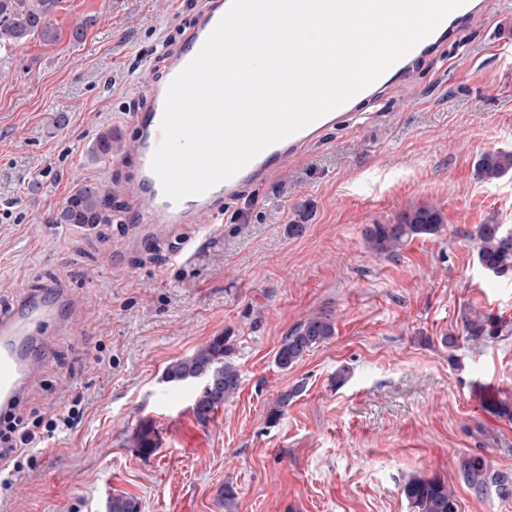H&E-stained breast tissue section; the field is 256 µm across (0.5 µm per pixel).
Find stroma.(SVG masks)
<instances>
[{
  "mask_svg": "<svg viewBox=\"0 0 512 512\" xmlns=\"http://www.w3.org/2000/svg\"><path fill=\"white\" fill-rule=\"evenodd\" d=\"M197 13L193 0H59L55 43L0 51V309L47 283L83 303L21 410L53 416L78 395L85 408L25 460L0 512H107L122 493L140 512H224L227 484L234 512H414V476L444 482L458 512H512V279L477 257L479 225L512 226V170L476 171L482 154L512 150V0H484L367 105L368 122L337 126L227 205L214 235L178 225L137 246L115 222L134 216L132 158L92 147L110 127L130 135L163 40ZM89 180L111 195L112 223H50ZM423 205L441 210V234L407 241L396 262L369 251L367 225ZM321 312L335 336L280 369L282 338ZM479 316L499 318L501 335L467 341ZM217 336L240 386L202 423L201 383L164 373ZM100 351L111 366L91 367ZM144 421L158 443L147 458L132 439ZM477 459L503 487L471 484Z\"/></svg>",
  "mask_w": 512,
  "mask_h": 512,
  "instance_id": "obj_1",
  "label": "stroma"
}]
</instances>
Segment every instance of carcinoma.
Returning a JSON list of instances; mask_svg holds the SVG:
<instances>
[{
	"instance_id": "cac0c4a2",
	"label": "carcinoma",
	"mask_w": 512,
	"mask_h": 512,
	"mask_svg": "<svg viewBox=\"0 0 512 512\" xmlns=\"http://www.w3.org/2000/svg\"><path fill=\"white\" fill-rule=\"evenodd\" d=\"M59 0H0V49L36 37L52 44L58 32L51 23V14ZM121 151L119 135L111 129L102 131L94 143L93 153L110 158ZM512 169V151H492L483 154L477 164V175L487 181L497 179ZM112 197L93 184L76 188L51 218L53 224H78L96 228L111 221ZM443 219L434 207L421 206L400 217L396 224H371L364 230L368 249L388 260L400 258L404 244L416 237H432L442 233ZM477 235L480 241L479 264L497 278L512 277V227L505 224H481ZM465 339L479 342L502 331L495 320L485 317L469 319L464 323ZM335 335L329 315L320 313L307 317L282 339L276 354V364L286 370L304 355ZM232 349L226 338L218 336L192 355L171 363L165 380L170 383L188 382L198 377L205 379L193 413L205 423L215 410L228 402L238 391L239 372L231 361ZM299 393V389L285 390L278 395L268 412L271 420L278 419L283 409ZM152 425L143 423L136 428L133 439L140 453L154 454L157 442ZM403 493L414 512H457L455 496L443 482L436 479L412 477L403 487ZM109 512H139L136 498L119 494L112 496Z\"/></svg>"
}]
</instances>
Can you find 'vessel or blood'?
<instances>
[{"label":"vessel or blood","instance_id":"b4317fda","mask_svg":"<svg viewBox=\"0 0 512 512\" xmlns=\"http://www.w3.org/2000/svg\"><path fill=\"white\" fill-rule=\"evenodd\" d=\"M232 0H207L203 12L185 34L180 48L167 59L163 76L149 84L151 105L137 113L135 133L125 142L134 153L136 170L129 183L135 203L136 238L154 239L159 227L173 224H214L227 204L243 198L247 188L266 183L288 161L320 143L342 123L358 118L363 105L379 98L395 81L406 77L411 64L446 39L456 23L477 18L482 0H463L452 13L409 52L398 58L372 83L339 107L325 113L302 130L263 150L231 178L203 194L176 202L168 198L151 168L152 156L163 139L161 120L168 87L197 55L205 40L229 10ZM78 302L67 288L48 284L19 289L9 308L0 310V420L16 414L29 393L41 381L52 353V335H69Z\"/></svg>","mask_w":512,"mask_h":512}]
</instances>
